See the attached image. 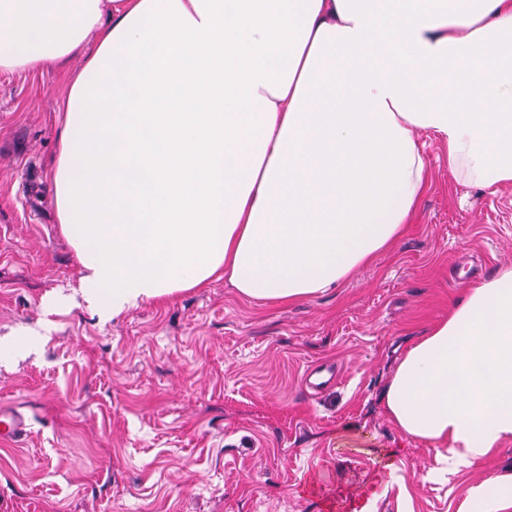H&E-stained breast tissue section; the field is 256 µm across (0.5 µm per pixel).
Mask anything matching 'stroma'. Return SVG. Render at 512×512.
Returning <instances> with one entry per match:
<instances>
[{"mask_svg":"<svg viewBox=\"0 0 512 512\" xmlns=\"http://www.w3.org/2000/svg\"><path fill=\"white\" fill-rule=\"evenodd\" d=\"M66 94L60 70L0 73V406L28 421L0 445V512H468L512 472V441L439 471L382 399L460 291L512 265V189L456 177L424 134L412 223L325 294L255 303L219 279L109 317L50 199Z\"/></svg>","mask_w":512,"mask_h":512,"instance_id":"35a3bbf8","label":"stroma"}]
</instances>
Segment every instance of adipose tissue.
Here are the masks:
<instances>
[{"label": "adipose tissue", "mask_w": 512, "mask_h": 512, "mask_svg": "<svg viewBox=\"0 0 512 512\" xmlns=\"http://www.w3.org/2000/svg\"><path fill=\"white\" fill-rule=\"evenodd\" d=\"M70 70L53 171L81 290L119 315L224 277L308 300L391 250L448 168L512 187V0H0V71ZM471 466L512 440V267L464 289L383 391ZM477 512L512 507V474Z\"/></svg>", "instance_id": "obj_1"}]
</instances>
